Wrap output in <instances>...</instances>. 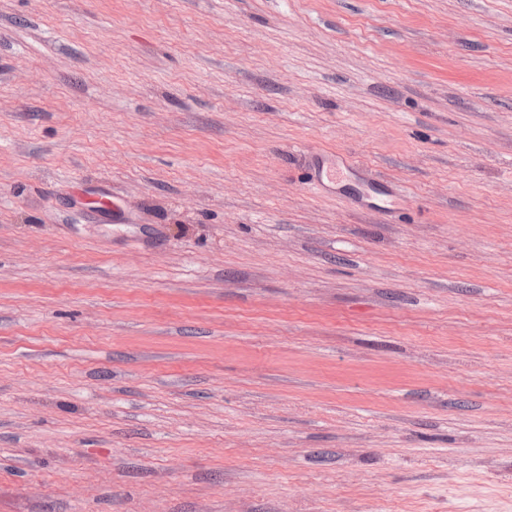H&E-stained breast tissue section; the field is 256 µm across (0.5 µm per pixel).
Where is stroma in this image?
Instances as JSON below:
<instances>
[{
    "mask_svg": "<svg viewBox=\"0 0 512 512\" xmlns=\"http://www.w3.org/2000/svg\"><path fill=\"white\" fill-rule=\"evenodd\" d=\"M0 512H512V0H0Z\"/></svg>",
    "mask_w": 512,
    "mask_h": 512,
    "instance_id": "35a3bbf8",
    "label": "stroma"
}]
</instances>
